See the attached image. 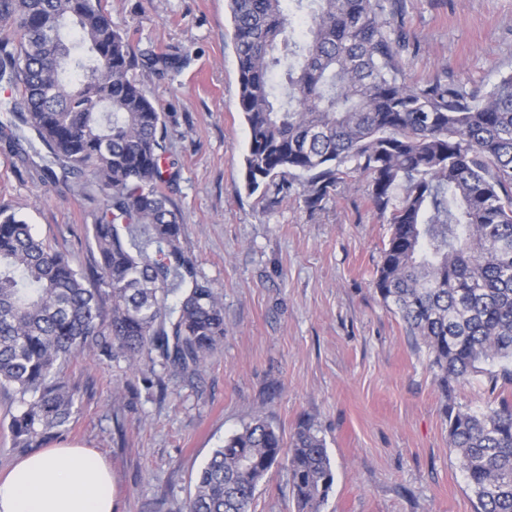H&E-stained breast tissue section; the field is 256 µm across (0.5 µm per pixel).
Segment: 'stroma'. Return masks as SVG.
<instances>
[{
  "instance_id": "1",
  "label": "stroma",
  "mask_w": 512,
  "mask_h": 512,
  "mask_svg": "<svg viewBox=\"0 0 512 512\" xmlns=\"http://www.w3.org/2000/svg\"><path fill=\"white\" fill-rule=\"evenodd\" d=\"M134 49L179 54L146 74L167 128V189L181 247L199 284L224 305V341L183 371L159 351L137 361L84 353L66 375L79 411L58 445L90 449L112 468L114 512H185L194 479L225 437L261 417L290 436L311 420L335 472L321 512H475L448 441L427 351L371 281L389 227L352 174L317 208L291 192L274 207L244 186L247 129L227 0H102ZM402 59L433 78L487 94L512 74V0H400ZM0 207L77 265L98 254L86 236L93 202L20 174L0 148ZM456 405L479 412L512 384L477 376ZM250 512H296L285 467Z\"/></svg>"
}]
</instances>
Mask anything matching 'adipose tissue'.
I'll return each mask as SVG.
<instances>
[{
  "label": "adipose tissue",
  "instance_id": "ef3b65f1",
  "mask_svg": "<svg viewBox=\"0 0 512 512\" xmlns=\"http://www.w3.org/2000/svg\"><path fill=\"white\" fill-rule=\"evenodd\" d=\"M0 512H113L112 471L84 448L32 454L0 479Z\"/></svg>",
  "mask_w": 512,
  "mask_h": 512
}]
</instances>
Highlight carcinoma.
<instances>
[{
	"instance_id": "carcinoma-1",
	"label": "carcinoma",
	"mask_w": 512,
	"mask_h": 512,
	"mask_svg": "<svg viewBox=\"0 0 512 512\" xmlns=\"http://www.w3.org/2000/svg\"><path fill=\"white\" fill-rule=\"evenodd\" d=\"M249 192L301 181L314 208L353 172L390 236L373 276L383 304L431 357L451 447L477 512H512V402L452 403L478 375L512 383V74L483 96L409 81L402 24L384 0H228ZM306 31L295 36V18ZM135 51L101 0H0V144L46 185L103 195L88 269L0 207V388L12 446L49 444L78 412L66 365L86 351L129 360L157 348L197 367L224 339V307L194 280L163 185L165 120L136 71L179 67ZM496 365L491 371L484 365ZM287 468L297 512H321L335 474L314 425L284 444L255 418L199 471L186 512H249Z\"/></svg>"
}]
</instances>
